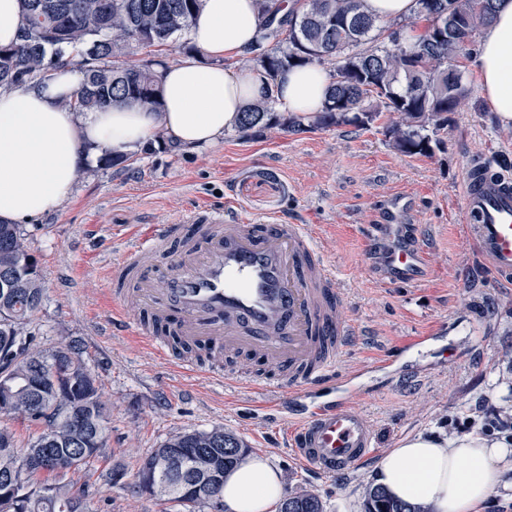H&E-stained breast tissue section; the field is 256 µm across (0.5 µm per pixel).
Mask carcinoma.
I'll use <instances>...</instances> for the list:
<instances>
[{"label":"carcinoma","instance_id":"1","mask_svg":"<svg viewBox=\"0 0 512 512\" xmlns=\"http://www.w3.org/2000/svg\"><path fill=\"white\" fill-rule=\"evenodd\" d=\"M22 26L17 42L0 46V88L35 86L81 58L82 80L67 105L92 112L132 103L159 107V79L148 59L122 61L132 47L169 45L189 32L203 0H19ZM259 26L247 62L270 81L279 72L310 63L330 65L332 82L322 109L302 117L280 109L269 95L242 112L235 128L242 136L279 129L299 132L354 125L366 127L387 111L398 115L386 134L405 155L431 152L433 135L448 123L464 93L462 72L451 65L472 34L489 26L496 0H415L413 14L382 38L380 20L364 0H306L302 10L285 0H257ZM426 26L415 38L407 30ZM401 42L410 53L395 51ZM19 225L0 222V350L19 347V359L0 357V415L42 427L23 451L14 433L0 428V512H89L86 498L66 482L69 472L99 457L106 447L107 407L97 377L86 366L78 341L52 351L37 346L30 331L43 301L39 272H28ZM55 467L38 470L28 457L43 452ZM249 448L220 427L177 435L141 464L135 487L142 495L176 503L188 512L201 504L224 512V473ZM295 512H324L309 490L285 495ZM365 512H428L395 500L384 489L367 491Z\"/></svg>","mask_w":512,"mask_h":512}]
</instances>
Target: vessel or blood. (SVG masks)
<instances>
[{
  "label": "vessel or blood",
  "mask_w": 512,
  "mask_h": 512,
  "mask_svg": "<svg viewBox=\"0 0 512 512\" xmlns=\"http://www.w3.org/2000/svg\"><path fill=\"white\" fill-rule=\"evenodd\" d=\"M462 222L469 244L495 278L512 288V171L475 157L467 160ZM180 236L178 251L167 242ZM424 241H402L384 256L387 279L422 282ZM114 288L112 327L127 331L183 373L198 371L186 348L247 354L276 368L275 391L291 428L299 461L325 475H341L373 453L365 414L344 399H317L325 387L348 381L336 367L352 328L339 315L336 276L307 224L232 216L217 207L177 224H152L123 255ZM149 312L150 323L129 313ZM210 377L262 394L252 375L212 363Z\"/></svg>",
  "instance_id": "1"
}]
</instances>
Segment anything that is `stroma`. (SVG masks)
I'll return each instance as SVG.
<instances>
[{
    "mask_svg": "<svg viewBox=\"0 0 512 512\" xmlns=\"http://www.w3.org/2000/svg\"><path fill=\"white\" fill-rule=\"evenodd\" d=\"M481 38L474 33L458 58L465 96L430 155L395 150L380 121L251 138L231 128L201 150L157 144L113 165L86 162L62 202L21 223L44 285L32 325L37 341L51 350L80 340L111 408L102 455L67 475L93 512H184L135 493L138 468L170 438L216 426L269 456L287 491L318 493L324 512H365L379 458L406 436L477 435L487 410L512 416V288L497 286L460 221L467 157L512 167V127L486 107L474 74ZM401 195L410 201L400 216L406 234L430 241L427 276L415 286L384 277L379 257L389 239L366 238ZM214 205L312 225L336 275L341 316L357 332L338 369L360 375L352 401L375 444L374 456L343 476L296 461L287 439L293 422L268 409L265 397L221 387L202 373L180 374L133 336L112 330L114 257L147 225L174 224ZM425 333V346L375 368L379 344ZM460 417L471 428L456 426ZM112 469L120 473L114 482L106 477Z\"/></svg>",
    "mask_w": 512,
    "mask_h": 512,
    "instance_id": "35a3bbf8",
    "label": "stroma"
}]
</instances>
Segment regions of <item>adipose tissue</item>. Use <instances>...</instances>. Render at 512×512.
Instances as JSON below:
<instances>
[{
    "label": "adipose tissue",
    "instance_id": "1",
    "mask_svg": "<svg viewBox=\"0 0 512 512\" xmlns=\"http://www.w3.org/2000/svg\"><path fill=\"white\" fill-rule=\"evenodd\" d=\"M259 19L255 0H204L189 30L193 53L160 67L161 106L136 104L74 112L65 100L76 73H57L43 84L0 89V220L28 221L61 202L80 166L109 151L129 154L157 133L187 149L214 145L242 110L274 94L282 109L309 116L321 109L329 85L317 64L296 66L268 81L242 65ZM481 95L497 120L512 125V0H497L474 61ZM512 442L474 435L400 441L378 462L377 485L428 512H480L507 489ZM285 494L280 470L264 456L246 457L224 478L228 512H275Z\"/></svg>",
    "mask_w": 512,
    "mask_h": 512
}]
</instances>
